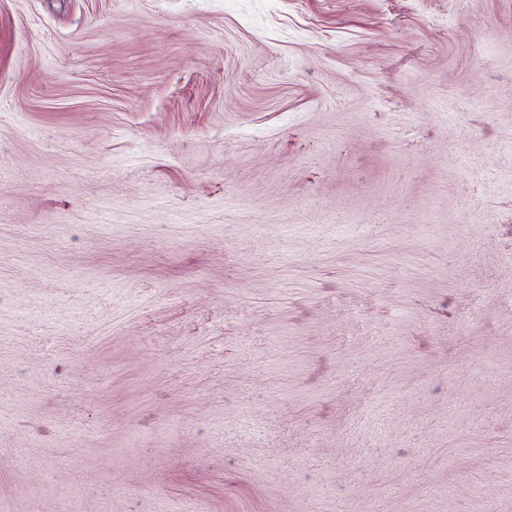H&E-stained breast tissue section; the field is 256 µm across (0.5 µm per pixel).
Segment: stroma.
I'll return each mask as SVG.
<instances>
[{
  "instance_id": "1",
  "label": "stroma",
  "mask_w": 512,
  "mask_h": 512,
  "mask_svg": "<svg viewBox=\"0 0 512 512\" xmlns=\"http://www.w3.org/2000/svg\"><path fill=\"white\" fill-rule=\"evenodd\" d=\"M0 512H512V0H0Z\"/></svg>"
}]
</instances>
